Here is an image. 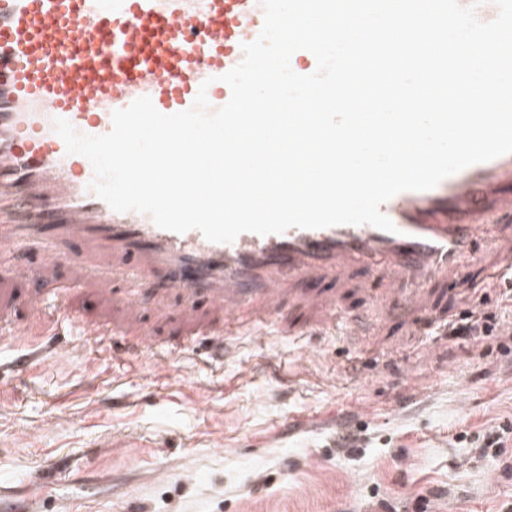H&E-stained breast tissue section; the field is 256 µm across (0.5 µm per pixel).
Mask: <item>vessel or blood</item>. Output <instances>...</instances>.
I'll use <instances>...</instances> for the list:
<instances>
[{"instance_id":"1","label":"vessel or blood","mask_w":512,"mask_h":512,"mask_svg":"<svg viewBox=\"0 0 512 512\" xmlns=\"http://www.w3.org/2000/svg\"><path fill=\"white\" fill-rule=\"evenodd\" d=\"M264 23L260 0H0V272L10 281L45 286L31 306L44 335H54L79 290L112 294L113 280L167 272V285L186 297V333L209 336L229 356L225 329L262 335L296 283L337 281L364 274L366 290L410 283L421 288L449 275L490 240L491 270L512 273V153L472 165L427 191L403 192L381 205L394 223L388 233L370 225L282 234L239 235L232 243L207 241L157 227L144 214L119 213L89 188L90 161L67 153L55 120L81 134L101 136L115 110L150 97L164 114L188 109L199 89L211 108L231 91L219 77L242 59ZM100 246L118 256L103 272L67 252L57 240ZM68 265L71 277L49 282L47 271ZM139 290L121 306L125 319L104 328L73 319L84 336L125 337L133 350H151L141 327ZM208 308L224 327L198 316Z\"/></svg>"}]
</instances>
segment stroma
Masks as SVG:
<instances>
[{
    "label": "stroma",
    "mask_w": 512,
    "mask_h": 512,
    "mask_svg": "<svg viewBox=\"0 0 512 512\" xmlns=\"http://www.w3.org/2000/svg\"><path fill=\"white\" fill-rule=\"evenodd\" d=\"M485 240L417 310L356 279L299 285L266 328L183 345L180 289L143 288L153 355L102 336L0 377V512H504L512 505V289ZM334 299L307 333L310 295ZM493 335L454 343L463 313ZM368 319L363 341L351 317ZM166 358L155 369L153 356ZM506 427L504 448L484 436Z\"/></svg>",
    "instance_id": "obj_1"
}]
</instances>
